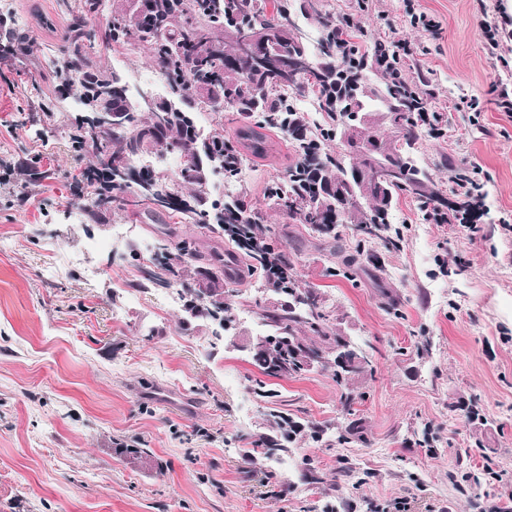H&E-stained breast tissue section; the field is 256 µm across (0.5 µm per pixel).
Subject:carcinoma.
<instances>
[{
    "label": "carcinoma",
    "mask_w": 512,
    "mask_h": 512,
    "mask_svg": "<svg viewBox=\"0 0 512 512\" xmlns=\"http://www.w3.org/2000/svg\"><path fill=\"white\" fill-rule=\"evenodd\" d=\"M103 0H58L67 16L62 46L54 62L58 92L78 91L89 110L100 96L112 92V111L120 113L110 128L93 129L80 119L70 127L73 155L94 160L72 176L73 191L89 200L88 221L102 224L115 208L127 205L133 196L138 215L153 220L167 214L181 224H197L207 241L175 237L168 229L157 242L143 280L156 286H184L189 301L196 302V317L230 321L231 304L226 298L229 264L255 280L258 289L284 297L262 309L270 332L249 343L250 363L261 374L295 378L305 369L295 362L283 342L287 338L298 350L318 359V366L332 371L337 384L358 376L340 373L331 364L336 337L330 335L329 314L317 288H302L292 273L286 252L263 228V217L243 196L219 199L213 196L211 173L224 170V179L235 182L245 162L266 155L270 140L266 132L282 136L292 148L294 160L267 187V199L295 224L332 240L340 229L351 228L365 238L382 237L389 229L388 212L398 192L378 197L368 186H355L365 193L364 209L353 208L336 224V185L350 178L353 170L342 152L341 134L345 109L354 97L370 102L380 114L374 135L388 145L389 166L394 178L408 185V192L427 200L437 215L441 208L457 211L435 189L428 171L415 165L413 154L421 139L416 113L427 101L404 73V65L389 43L370 39L353 20L323 9L319 0H149L146 11L133 15L132 0H113L112 16L101 28L88 25V18L101 12ZM313 17L322 34L318 54L310 53L303 34L290 16ZM264 29L270 40L263 62L255 65L246 52L252 31ZM99 45L147 51L174 96L155 107L134 105L126 96L120 75L96 60ZM12 50L31 53L25 32L14 31ZM373 70L379 84L359 87ZM307 91L316 96L326 119L314 130L302 112L290 108L285 90ZM208 108L221 115L229 110L241 119L239 146L224 140V125L209 136L208 151L197 142L195 116ZM177 153L176 171L137 169L144 155ZM137 169V177L120 172ZM48 177L35 158L25 167L20 194ZM202 270L213 274L209 299L192 296V283ZM310 332L320 341L302 336Z\"/></svg>",
    "instance_id": "1"
}]
</instances>
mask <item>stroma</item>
Returning a JSON list of instances; mask_svg holds the SVG:
<instances>
[{
    "instance_id": "35a3bbf8",
    "label": "stroma",
    "mask_w": 512,
    "mask_h": 512,
    "mask_svg": "<svg viewBox=\"0 0 512 512\" xmlns=\"http://www.w3.org/2000/svg\"><path fill=\"white\" fill-rule=\"evenodd\" d=\"M373 37L407 44L405 73L427 84L434 131L416 158L444 198L459 201L458 173L480 186L474 228L438 224L403 193L388 240L344 232L337 256L323 239L268 208V182L287 168L283 139L245 167L239 187L278 233L301 287L320 289L334 334L367 359L337 385L317 368L267 378L244 352L217 344L175 296L144 285L160 225L116 211L88 223L71 189L81 166L64 126L81 113L55 91L48 67L66 25L57 0H0V16L26 18L33 53L7 51L0 28V512H500L512 499V24L490 46L483 21L512 17V0H322ZM435 21L414 26L411 16ZM104 67L135 91L144 53L99 48ZM49 106L45 134L19 111ZM54 178L18 200L32 156ZM348 275L326 277L333 258ZM232 333L264 332L267 295L232 286ZM468 405L458 411L457 403ZM285 414L298 431L279 453L251 448ZM357 434L338 437L349 424ZM326 427L321 442L310 426ZM150 449L152 465L115 452ZM353 476H337L341 460ZM320 471L319 484L302 477Z\"/></svg>"
}]
</instances>
